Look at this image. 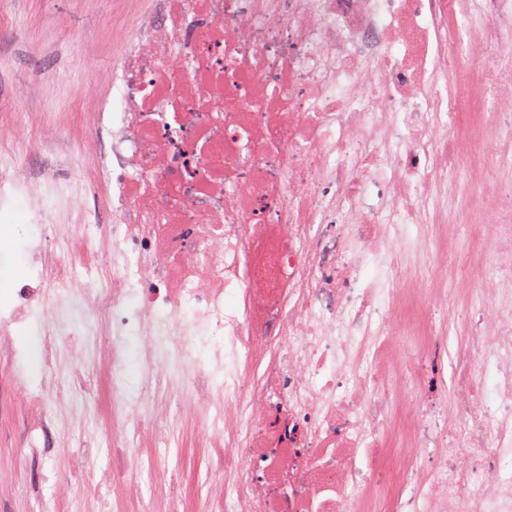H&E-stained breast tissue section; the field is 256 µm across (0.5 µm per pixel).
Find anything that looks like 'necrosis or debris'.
<instances>
[{
	"instance_id": "obj_1",
	"label": "necrosis or debris",
	"mask_w": 512,
	"mask_h": 512,
	"mask_svg": "<svg viewBox=\"0 0 512 512\" xmlns=\"http://www.w3.org/2000/svg\"><path fill=\"white\" fill-rule=\"evenodd\" d=\"M108 82L73 177L22 175L32 114L0 139V205L53 238L0 313L7 359L42 313L24 455L94 435L112 512H150L140 476L190 440L222 482L167 512H512V0H154ZM457 174L482 192L448 235L495 252L410 287ZM445 296L477 307L453 344Z\"/></svg>"
}]
</instances>
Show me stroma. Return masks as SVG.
Listing matches in <instances>:
<instances>
[{
	"label": "stroma",
	"instance_id": "obj_1",
	"mask_svg": "<svg viewBox=\"0 0 512 512\" xmlns=\"http://www.w3.org/2000/svg\"><path fill=\"white\" fill-rule=\"evenodd\" d=\"M138 0H15L0 21V114L91 112L109 98L108 77L117 37L137 22ZM0 220V239L11 250L0 257V307L32 274L29 244L38 224L25 201L13 202ZM19 361L0 359V512H45L60 494L80 500L74 461L80 449L65 447L59 434L45 438L46 452L25 459L12 450L22 435L23 399L43 372L35 326L18 329Z\"/></svg>",
	"mask_w": 512,
	"mask_h": 512
}]
</instances>
